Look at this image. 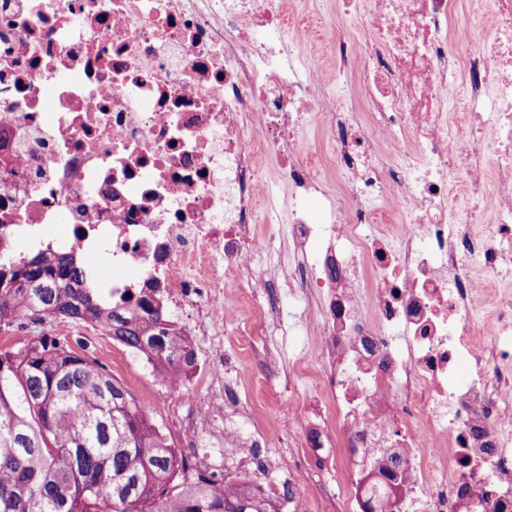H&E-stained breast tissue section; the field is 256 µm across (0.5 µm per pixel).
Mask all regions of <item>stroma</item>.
<instances>
[{"mask_svg": "<svg viewBox=\"0 0 512 512\" xmlns=\"http://www.w3.org/2000/svg\"><path fill=\"white\" fill-rule=\"evenodd\" d=\"M297 15H316L323 20V49H330L337 31L346 29L336 0H292ZM322 112L314 116L302 133V146L321 151L323 141V113L336 110L351 111L358 121H367V112L349 85L335 76H328L324 84ZM282 327L271 333L268 342L277 355L276 368L261 366L237 341V325L228 321L220 336L200 337L192 348L201 357L218 352L228 369L224 380L234 390L237 409H226L223 423L233 433L232 440L223 441L209 431L201 432L197 450L207 456L212 465V479L217 484L247 482L263 488L281 512H291L285 506L284 489H291L302 512H319V489L333 490L335 512H359L357 484L348 477L354 455L346 435L336 437L334 448L328 449L333 459L331 469H323L318 462L319 448L305 445L291 447L289 432L281 424L282 404L293 401L295 409L316 405L321 399L317 382L294 374L296 364L314 359L317 348L307 328L301 323V299L286 296L281 300ZM42 336H54L69 344L74 351L104 365L106 371L131 394L136 404L158 427L167 430L172 447H179L176 434L170 433L169 414L172 403L161 393L160 386L141 369L133 351L111 338L96 335L91 323L60 317L14 325L0 330V350L23 346ZM286 455L292 462L288 472L271 470L262 464L264 458Z\"/></svg>", "mask_w": 512, "mask_h": 512, "instance_id": "35a3bbf8", "label": "stroma"}]
</instances>
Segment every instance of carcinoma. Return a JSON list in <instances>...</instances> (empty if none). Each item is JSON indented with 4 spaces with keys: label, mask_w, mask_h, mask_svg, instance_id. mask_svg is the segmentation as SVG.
Returning a JSON list of instances; mask_svg holds the SVG:
<instances>
[{
    "label": "carcinoma",
    "mask_w": 512,
    "mask_h": 512,
    "mask_svg": "<svg viewBox=\"0 0 512 512\" xmlns=\"http://www.w3.org/2000/svg\"><path fill=\"white\" fill-rule=\"evenodd\" d=\"M73 256L39 254L23 266L0 258V324L68 317L107 324L111 338L159 363L193 350L164 309L107 303ZM403 461L362 473L361 512H398ZM0 512H277L259 490L221 487L190 471L162 430L99 363L42 336L0 350Z\"/></svg>",
    "instance_id": "obj_1"
}]
</instances>
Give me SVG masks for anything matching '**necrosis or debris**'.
Instances as JSON below:
<instances>
[{
    "label": "necrosis or debris",
    "instance_id": "4bbe7bcc",
    "mask_svg": "<svg viewBox=\"0 0 512 512\" xmlns=\"http://www.w3.org/2000/svg\"><path fill=\"white\" fill-rule=\"evenodd\" d=\"M338 3L352 30L328 63L369 120L325 118L335 199L300 147L321 79L294 64L285 0H0V256L73 253L88 287L167 303L189 342L237 315L266 364L288 284L323 398L284 424L402 453V512H512V0L485 46L458 0ZM261 156L293 188L284 241ZM231 396L180 420L182 444Z\"/></svg>",
    "mask_w": 512,
    "mask_h": 512
}]
</instances>
